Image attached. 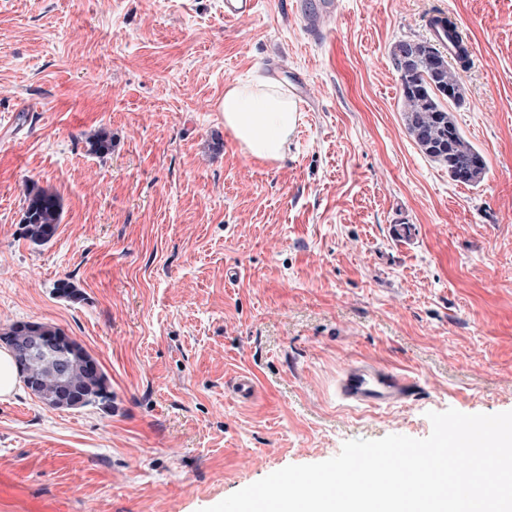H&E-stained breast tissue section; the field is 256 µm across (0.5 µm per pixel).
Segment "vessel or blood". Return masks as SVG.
I'll return each instance as SVG.
<instances>
[{
  "label": "vessel or blood",
  "instance_id": "obj_1",
  "mask_svg": "<svg viewBox=\"0 0 512 512\" xmlns=\"http://www.w3.org/2000/svg\"><path fill=\"white\" fill-rule=\"evenodd\" d=\"M418 380L372 363L344 368L336 381L338 398L355 406H396L413 398Z\"/></svg>",
  "mask_w": 512,
  "mask_h": 512
}]
</instances>
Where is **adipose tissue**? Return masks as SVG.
Segmentation results:
<instances>
[{"label": "adipose tissue", "instance_id": "adipose-tissue-1", "mask_svg": "<svg viewBox=\"0 0 512 512\" xmlns=\"http://www.w3.org/2000/svg\"><path fill=\"white\" fill-rule=\"evenodd\" d=\"M217 110L246 154L264 161L283 159L297 121L295 94L287 85L255 73L227 85Z\"/></svg>", "mask_w": 512, "mask_h": 512}]
</instances>
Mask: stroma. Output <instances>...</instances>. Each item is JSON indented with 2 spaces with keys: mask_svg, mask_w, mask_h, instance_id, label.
<instances>
[{
  "mask_svg": "<svg viewBox=\"0 0 512 512\" xmlns=\"http://www.w3.org/2000/svg\"><path fill=\"white\" fill-rule=\"evenodd\" d=\"M318 2L228 23L224 0H0V329L61 328L112 392L0 399V512H201L349 440L425 438L431 411H512V0H337L313 31ZM435 14L471 48L452 111L476 186L403 120L392 49ZM256 70L302 94L273 163L216 108ZM32 183L62 205L42 247L20 224ZM361 361L418 395L341 403Z\"/></svg>",
  "mask_w": 512,
  "mask_h": 512,
  "instance_id": "1",
  "label": "stroma"
}]
</instances>
